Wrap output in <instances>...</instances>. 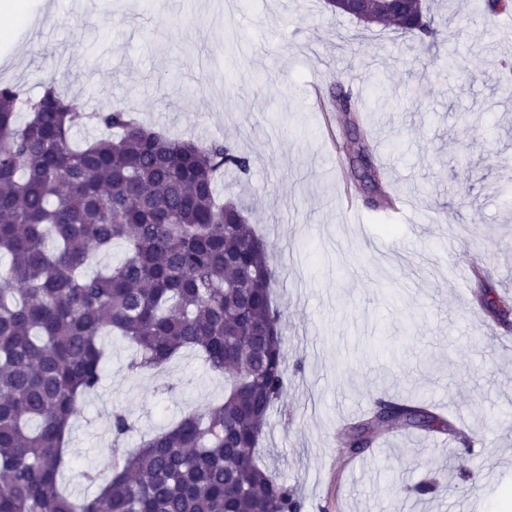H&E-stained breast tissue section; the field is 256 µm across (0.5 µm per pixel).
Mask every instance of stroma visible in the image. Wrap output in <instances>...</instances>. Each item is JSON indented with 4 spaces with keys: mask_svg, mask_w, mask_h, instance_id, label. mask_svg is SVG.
<instances>
[{
    "mask_svg": "<svg viewBox=\"0 0 512 512\" xmlns=\"http://www.w3.org/2000/svg\"><path fill=\"white\" fill-rule=\"evenodd\" d=\"M434 37L368 28L325 0H78L65 14L12 26L0 83L38 96L56 77L86 111L133 109L174 138L224 140L253 160L219 179L254 202L276 257L288 381L260 459L298 495L300 512H512V314L478 309L468 274L485 257L512 298V11L488 21L471 0H433ZM352 90L396 207L375 208L347 172L330 90ZM447 223H437L440 211ZM388 241L390 251L372 243ZM97 392L72 418L64 473L75 500L93 496L117 458L113 413L141 436L190 406L224 396L191 352L166 374L129 370L132 350L103 340ZM382 397L438 407L448 434L394 428L352 454L341 428ZM471 447L467 471L453 455ZM432 490L419 495V483Z\"/></svg>",
    "mask_w": 512,
    "mask_h": 512,
    "instance_id": "1",
    "label": "stroma"
}]
</instances>
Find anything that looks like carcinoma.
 I'll use <instances>...</instances> for the list:
<instances>
[{"label":"carcinoma","mask_w":512,"mask_h":512,"mask_svg":"<svg viewBox=\"0 0 512 512\" xmlns=\"http://www.w3.org/2000/svg\"><path fill=\"white\" fill-rule=\"evenodd\" d=\"M511 6L473 4L488 19ZM363 23L434 35L421 0H370ZM334 108L360 130L351 93ZM87 124L105 134L73 147ZM351 143L358 180L370 148L359 135ZM250 166L228 143L173 139L123 107L81 112L52 79L34 99L0 83V257L10 260L0 273V512H300L258 455L286 386L274 257L247 224L251 206L216 190L223 170ZM118 242V263L82 274ZM472 275L480 305L506 313L480 266ZM111 333L133 346L131 370L197 352L224 378V399L122 451L99 492L76 503L60 488L73 466L66 438L78 399L101 385ZM111 424L116 442L132 430L122 413ZM391 424L453 430L426 406L380 401L345 428L342 446L367 448Z\"/></svg>","instance_id":"1"}]
</instances>
